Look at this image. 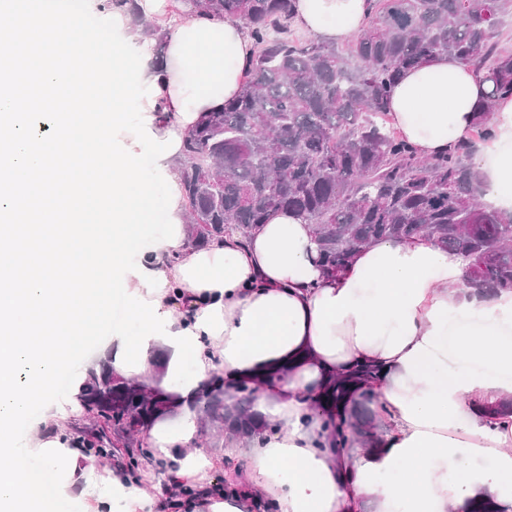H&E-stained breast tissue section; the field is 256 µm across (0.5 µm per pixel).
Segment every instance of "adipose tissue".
Wrapping results in <instances>:
<instances>
[{"instance_id": "1", "label": "adipose tissue", "mask_w": 512, "mask_h": 512, "mask_svg": "<svg viewBox=\"0 0 512 512\" xmlns=\"http://www.w3.org/2000/svg\"><path fill=\"white\" fill-rule=\"evenodd\" d=\"M138 5L168 32L165 68L146 64L140 79L160 89L147 111L151 129L161 140L185 136L205 112L241 93L251 40L232 18L183 23L166 16L160 0ZM368 12L367 0L295 2L296 24L327 43L359 35ZM488 88L454 58L426 59L396 84L390 125L421 157L439 156L469 139ZM490 126L493 137L474 162L487 201L511 211L512 98L495 104ZM142 263L167 283L151 293L131 276L129 290L159 301L174 330L197 334L204 376L189 392L165 390L157 369L174 349L150 339L136 378L168 396L146 436L166 472L148 492L131 473L99 474L93 457L79 453L65 492L90 512H172L171 488L200 484L238 462L242 481L212 487L207 512H248L256 489L275 512H466L483 493L512 504V417H488L512 396V290L473 294L462 285L459 259L425 235L372 242L327 274L312 225L285 210L246 242L224 236L194 247L182 237L146 250ZM360 364L383 370L381 441L339 454L328 444L325 415L310 403ZM258 377L264 383L253 406L276 431L244 448L226 441L219 456L203 448L204 395L220 389L230 402ZM485 453L493 466L474 467L472 458Z\"/></svg>"}]
</instances>
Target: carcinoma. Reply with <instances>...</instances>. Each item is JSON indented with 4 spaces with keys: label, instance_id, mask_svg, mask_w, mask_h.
<instances>
[{
    "label": "carcinoma",
    "instance_id": "1",
    "mask_svg": "<svg viewBox=\"0 0 512 512\" xmlns=\"http://www.w3.org/2000/svg\"><path fill=\"white\" fill-rule=\"evenodd\" d=\"M184 19L230 17L252 41L238 98L206 113L187 132L177 161L187 206L188 242L201 246L235 233L245 238L267 215L286 209L315 225L318 261L329 273L376 239L434 237L463 265L478 295L512 290V212L482 200L474 142L424 159L388 126L387 101L402 72L439 55L472 67L491 84L474 137H492L497 100L512 97V50L504 45L512 0H371L353 42L327 44L293 35L294 0H180ZM102 8L142 24L136 0ZM376 371L361 366L311 400L326 410L352 383ZM232 404L210 397L205 418L246 443L275 424L253 408L254 388ZM81 400L90 426L72 435L97 460L122 459L163 401L102 364L88 370ZM377 393L367 385L350 418L326 424L340 453L350 437H378Z\"/></svg>",
    "mask_w": 512,
    "mask_h": 512
}]
</instances>
